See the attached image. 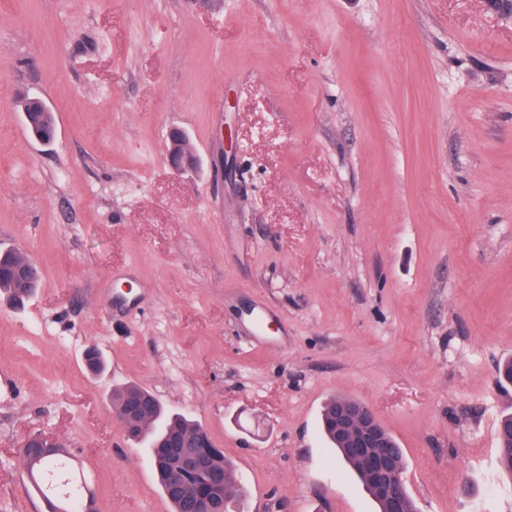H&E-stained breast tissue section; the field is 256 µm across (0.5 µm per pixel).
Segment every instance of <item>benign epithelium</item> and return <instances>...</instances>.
I'll list each match as a JSON object with an SVG mask.
<instances>
[{
	"label": "benign epithelium",
	"mask_w": 512,
	"mask_h": 512,
	"mask_svg": "<svg viewBox=\"0 0 512 512\" xmlns=\"http://www.w3.org/2000/svg\"><path fill=\"white\" fill-rule=\"evenodd\" d=\"M482 6L495 14L512 17V0H482ZM168 141L167 157L171 168L177 172L193 168L196 158L187 134L172 128ZM331 423L346 451L364 465L370 485L386 502V512H406L400 458L387 429L373 410L354 398L338 397ZM62 447L61 440L45 431L29 434L22 443L26 461ZM167 478L171 488L188 492L189 512H216V504L224 500V473L210 468L203 455L189 454L172 464L168 467Z\"/></svg>",
	"instance_id": "obj_1"
}]
</instances>
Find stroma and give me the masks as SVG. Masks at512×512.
<instances>
[{
  "label": "stroma",
  "mask_w": 512,
  "mask_h": 512,
  "mask_svg": "<svg viewBox=\"0 0 512 512\" xmlns=\"http://www.w3.org/2000/svg\"><path fill=\"white\" fill-rule=\"evenodd\" d=\"M20 248L42 281L0 300V512H45L38 430L97 512H171L112 414L124 383L223 449L230 512H378L319 432L334 395L398 440L416 512H512V18L480 0H0ZM42 104L45 111L40 109L34 114L31 113L33 111L31 110L30 99L24 104V123L31 137L43 143H50L54 140L56 134L55 116L43 102ZM168 163L177 172L192 169L196 158L188 143L187 134L179 128H172L168 132ZM35 270V278L28 288H16L11 279H0V292L4 291L8 295V299L14 305H20L28 298L38 287L41 275L34 267V263L28 264ZM512 426V416H506L503 419L502 427L505 433L500 434L498 431L499 440V462L502 471L512 477V439L506 431ZM21 447L24 448V460L27 462L29 459L53 451L54 448H63L64 444L52 433L38 431L29 434Z\"/></svg>",
  "instance_id": "stroma-1"
}]
</instances>
